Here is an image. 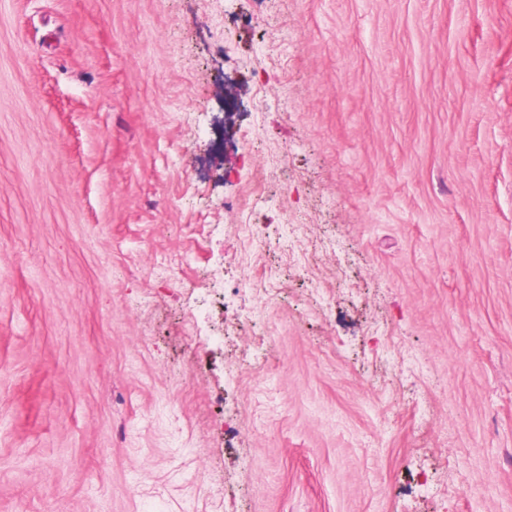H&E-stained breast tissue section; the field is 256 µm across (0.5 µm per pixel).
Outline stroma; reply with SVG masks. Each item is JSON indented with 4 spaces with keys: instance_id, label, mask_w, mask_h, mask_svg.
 Wrapping results in <instances>:
<instances>
[{
    "instance_id": "1",
    "label": "stroma",
    "mask_w": 512,
    "mask_h": 512,
    "mask_svg": "<svg viewBox=\"0 0 512 512\" xmlns=\"http://www.w3.org/2000/svg\"><path fill=\"white\" fill-rule=\"evenodd\" d=\"M0 512H512V0H0Z\"/></svg>"
}]
</instances>
